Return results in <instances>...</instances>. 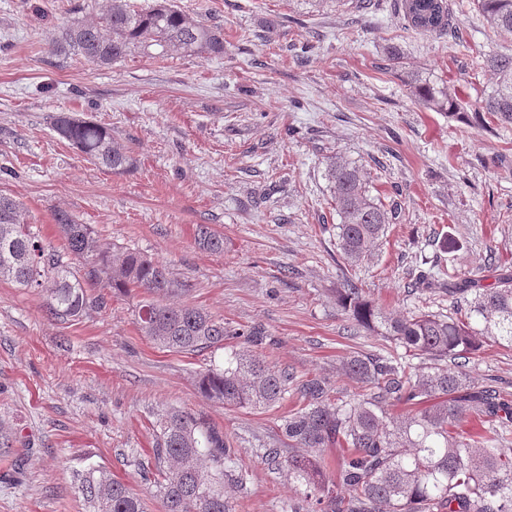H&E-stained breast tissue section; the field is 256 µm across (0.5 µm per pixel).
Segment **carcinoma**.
Wrapping results in <instances>:
<instances>
[{
  "label": "carcinoma",
  "mask_w": 512,
  "mask_h": 512,
  "mask_svg": "<svg viewBox=\"0 0 512 512\" xmlns=\"http://www.w3.org/2000/svg\"><path fill=\"white\" fill-rule=\"evenodd\" d=\"M394 2L408 28L458 36L447 0ZM473 5L491 25L512 33V0H473ZM55 48L98 66L117 63L134 51L220 57L224 32L189 19L174 0H156L146 11L133 9L128 0H111L101 21L76 20L63 27ZM488 66L495 85L482 100V111L510 124L512 55L494 56ZM403 77L410 95L426 108L452 117L465 113L447 88L410 71ZM53 128L98 167L121 174L135 164L112 132L93 120L63 113ZM325 176L339 218L341 256L348 266H357L378 250L396 207L370 193L365 170L353 159L328 158ZM55 221L65 240L59 248L43 243L21 205L0 194V278L39 289L52 318L75 322L89 309L102 307L104 297L89 295L90 288L124 296L139 290L148 298L136 303L135 324L157 347L185 354L224 347L230 336L224 320L169 302L189 290L169 266L136 251L112 253L89 225L64 211L56 212ZM195 242L205 251H224V237L206 224L198 225ZM448 296L466 302L464 317L430 311L395 316L366 299L351 281L336 290L338 303L356 324L429 360L418 371L398 356L352 354L340 370L363 388L356 398L334 394L321 378L300 380L289 369L274 370L247 353L207 369L196 386L204 398L237 408H266L290 392L298 395L301 406L288 414L281 431L288 446L308 448L314 455L281 461L277 453L268 454L316 503L313 510L298 503L292 512H512V448L504 444V433L512 427V402L493 388L475 385L464 370L485 343L512 347V277L484 285L480 278L459 281L450 273ZM395 404L407 408L405 415L386 416L384 407ZM474 416L487 418L495 428L459 431ZM328 448L343 449L334 470L322 458ZM229 460L218 430L185 411H166L157 422L148 466L164 512H230L224 499ZM74 487L87 512H144L130 487L97 464L76 472Z\"/></svg>",
  "instance_id": "carcinoma-1"
}]
</instances>
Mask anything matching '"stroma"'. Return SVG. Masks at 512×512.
I'll return each mask as SVG.
<instances>
[{
	"instance_id": "obj_1",
	"label": "stroma",
	"mask_w": 512,
	"mask_h": 512,
	"mask_svg": "<svg viewBox=\"0 0 512 512\" xmlns=\"http://www.w3.org/2000/svg\"><path fill=\"white\" fill-rule=\"evenodd\" d=\"M109 2L0 0V193L54 246L64 244L62 210L116 250L167 263L190 286L182 303L238 335L216 351L169 352L141 336L135 298L108 297L61 323L41 293L0 279V426L16 438L0 453V512H85L73 477L90 462L146 512H164L138 465L173 407L223 434L232 512H290L303 489L266 455L294 453L280 428L293 399L227 408L204 399L196 377L249 349L351 398L361 389L341 377V360L383 347L337 305L346 281L396 315L451 312L447 294L415 287L424 266L490 283L512 275V125L477 110L493 87L486 61L512 54V34L468 0H451L457 40L405 29L393 0L351 10L333 0H176L223 29V56L135 53L99 67L52 51L65 24L99 20ZM392 47L404 68L466 102L464 117L415 102L387 61ZM61 113L109 128L134 167L91 164L55 132ZM334 154L358 160L372 192L398 205L379 250L357 267L336 245L324 175ZM201 224L223 236V252L197 247ZM448 237L457 250L443 249ZM257 330L263 341L249 346ZM466 372L512 401L511 347L484 344ZM18 461L22 482H7Z\"/></svg>"
}]
</instances>
